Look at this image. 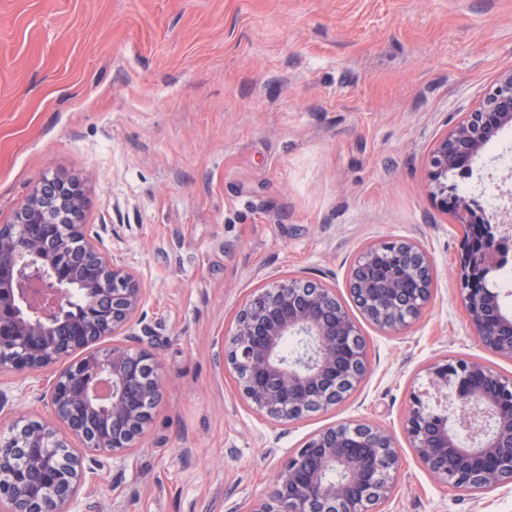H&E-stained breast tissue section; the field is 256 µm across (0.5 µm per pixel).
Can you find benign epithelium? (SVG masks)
<instances>
[{
	"label": "benign epithelium",
	"instance_id": "obj_1",
	"mask_svg": "<svg viewBox=\"0 0 512 512\" xmlns=\"http://www.w3.org/2000/svg\"><path fill=\"white\" fill-rule=\"evenodd\" d=\"M511 125L512 70L431 150L429 192L458 223H512V207L488 212L448 191V169L468 167ZM85 207L78 181L43 174L11 222L0 225V368L35 373L62 365L48 381L53 421L41 423L25 444V462H18L14 436L27 419H16L12 433L0 437V502L9 512H72L97 457L121 458L132 449L163 389L158 353L150 341L128 334L133 321L145 318L144 283L93 247L84 262L95 275L77 298L64 272L41 262L53 235L84 236ZM392 250L398 269L375 275L374 264ZM499 251L493 234L479 245L462 244L458 277L472 336L485 350L512 359V313L497 292L476 287ZM433 281L428 254L413 241L397 240L360 250L349 290L376 327L399 332L429 306ZM76 298L83 313L69 319ZM108 337L112 346L93 347ZM289 338L296 342L291 353L284 349ZM218 361L236 376L243 399L280 423L336 407L368 372L365 339L336 293L298 279L263 289L238 310ZM427 376L436 398L453 395L457 426L448 423V413L429 408L428 392L413 395L403 432L417 462L466 494L512 484V376L480 361L447 358L431 363ZM401 462V445L388 429L335 423L287 457L248 512H377L393 495ZM336 469L341 477L330 478Z\"/></svg>",
	"mask_w": 512,
	"mask_h": 512
}]
</instances>
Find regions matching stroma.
<instances>
[{"instance_id":"1","label":"stroma","mask_w":512,"mask_h":512,"mask_svg":"<svg viewBox=\"0 0 512 512\" xmlns=\"http://www.w3.org/2000/svg\"><path fill=\"white\" fill-rule=\"evenodd\" d=\"M512 70V0H0V224L47 173L79 181L87 238L149 288L164 379L133 452L106 460L73 512H248L314 432L344 419L401 434L426 368L482 361L455 273L463 229L426 187L447 128ZM512 127L479 156L486 210L512 188ZM413 239L434 300L399 334L348 288L368 244ZM335 289L368 345L336 409L278 425L216 360L257 288ZM0 435L44 420L39 378L0 371ZM381 512H512V488L462 495L411 450Z\"/></svg>"}]
</instances>
